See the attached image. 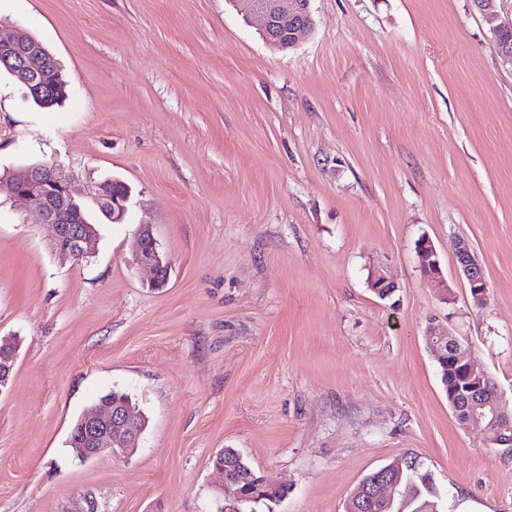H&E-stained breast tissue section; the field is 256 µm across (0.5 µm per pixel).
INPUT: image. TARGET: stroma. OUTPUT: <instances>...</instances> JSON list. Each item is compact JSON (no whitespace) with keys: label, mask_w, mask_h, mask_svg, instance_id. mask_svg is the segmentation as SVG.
Wrapping results in <instances>:
<instances>
[{"label":"stroma","mask_w":512,"mask_h":512,"mask_svg":"<svg viewBox=\"0 0 512 512\" xmlns=\"http://www.w3.org/2000/svg\"><path fill=\"white\" fill-rule=\"evenodd\" d=\"M310 7L281 52L232 0H0L70 88L41 109L0 73V175L58 162L132 190L81 262L0 197V342L17 353L0 512H77L87 494L99 512H221L223 448L287 485L256 512H345L412 454L443 512H512V453L459 425L424 339L447 325L512 413V67L473 0ZM143 222L171 261L159 289L136 259ZM423 235L453 303L421 273ZM115 389L148 417L138 448L79 458L72 423ZM453 252L458 271L466 279L473 302L482 305L486 299L487 280L481 264L475 258L470 243L465 239H457L453 244Z\"/></svg>","instance_id":"stroma-1"}]
</instances>
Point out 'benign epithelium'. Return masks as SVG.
Returning <instances> with one entry per match:
<instances>
[{
    "label": "benign epithelium",
    "instance_id": "obj_1",
    "mask_svg": "<svg viewBox=\"0 0 512 512\" xmlns=\"http://www.w3.org/2000/svg\"><path fill=\"white\" fill-rule=\"evenodd\" d=\"M241 14L259 22L260 31L266 43L278 50L287 51L295 48L308 35L314 20L310 9L311 0H232ZM483 14L496 41H501L504 34L512 32V24L505 25L499 21L495 10V0H474ZM11 62L15 67V76L22 78L27 89L34 95L42 93L43 73L50 67L51 57L29 49L21 29L14 25H0V59ZM131 195L130 188H125L123 195L109 196L102 185L96 184L79 187L73 179L64 173L59 164H39L23 169L15 174L14 189L10 198L32 201L39 210L43 223L52 225L54 235L51 246L62 257L73 260H86L93 254V247L98 233L90 224L81 222L77 210L78 201L91 198L112 207V222L119 224L127 212V203ZM137 260L152 273L151 284L155 288L163 287L169 276L170 262L160 250L150 224H142L138 229ZM424 276L437 283L441 288L442 299L451 302L452 292L443 267L432 241L421 236L415 245ZM458 271L466 279L473 302L484 303L487 292V280L481 264L475 258L470 243L457 239L453 244ZM369 286L382 298L392 295L397 285L391 278L378 273L371 275ZM427 348L434 359L452 371L454 383L449 400L457 419L463 427L478 429L480 424L470 417V406L480 400H486L483 376L486 371L464 357L461 344L448 330L433 319H428L425 329ZM81 436L76 449L85 460L93 459L105 452L126 454L136 448L147 426L144 414L134 411L127 405L110 402L102 407L86 412L79 423ZM214 467L224 476V493L231 498L233 506L230 512H241L240 505L254 496L248 493L247 483L265 485L269 480L259 479L255 473L247 476L235 475L224 469L221 460L224 451L216 454ZM383 475L372 489L364 493L385 502L394 500L402 486L399 464L385 466Z\"/></svg>",
    "mask_w": 512,
    "mask_h": 512
}]
</instances>
